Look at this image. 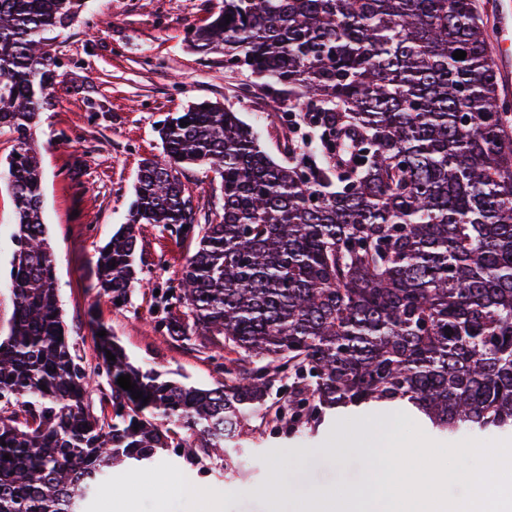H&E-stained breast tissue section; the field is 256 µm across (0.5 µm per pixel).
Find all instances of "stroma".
<instances>
[{"label":"stroma","instance_id":"obj_1","mask_svg":"<svg viewBox=\"0 0 512 512\" xmlns=\"http://www.w3.org/2000/svg\"><path fill=\"white\" fill-rule=\"evenodd\" d=\"M221 0H86L80 16L51 46L54 62L46 103L32 129L42 166L43 220L54 251L66 336L81 362H94V330L109 329L131 361L210 388L224 380L214 350L199 338L175 339L150 324L155 290L175 283L194 241L154 224L139 228L137 253L147 281L128 302L95 297L96 251L126 222L144 160L159 155V121L188 104L209 100L240 107L242 75L224 58L190 50L189 28L208 23ZM16 229L12 195L0 190V329L11 315L6 290ZM399 416L332 427L317 440H282L245 432L235 465L204 462L207 483L183 495L166 479L184 481L190 468L177 456L152 467L158 484L112 471V512H360L369 458L384 446L377 434L402 426ZM365 454L348 453L349 445ZM295 460L290 475L278 465ZM288 480L292 494L267 495Z\"/></svg>","mask_w":512,"mask_h":512}]
</instances>
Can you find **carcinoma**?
<instances>
[{
    "instance_id": "carcinoma-1",
    "label": "carcinoma",
    "mask_w": 512,
    "mask_h": 512,
    "mask_svg": "<svg viewBox=\"0 0 512 512\" xmlns=\"http://www.w3.org/2000/svg\"><path fill=\"white\" fill-rule=\"evenodd\" d=\"M84 4L0 0V179L17 209L0 512H86L113 468L171 451L197 466L253 418L286 437L404 412L441 435L512 430V112L476 0H222L188 34L274 120L205 101L166 116L94 291L125 303L144 279L138 225L194 240L155 325L223 338L211 389L134 364L109 332L87 368L65 337L32 127L54 34ZM287 127L277 162L262 136ZM196 165L217 182L212 218L180 178Z\"/></svg>"
}]
</instances>
